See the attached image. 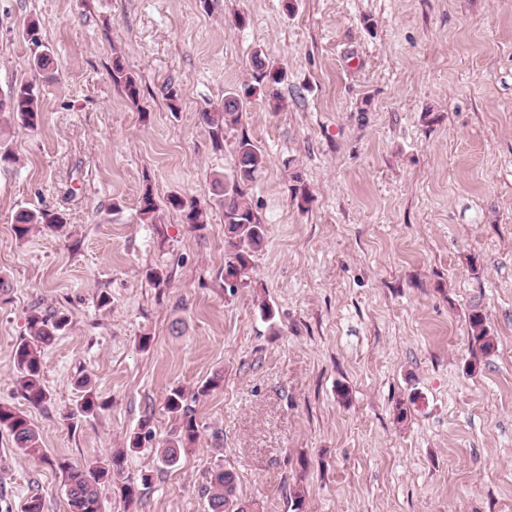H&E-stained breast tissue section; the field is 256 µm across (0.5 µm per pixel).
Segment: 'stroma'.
I'll return each mask as SVG.
<instances>
[{
	"instance_id": "35a3bbf8",
	"label": "stroma",
	"mask_w": 512,
	"mask_h": 512,
	"mask_svg": "<svg viewBox=\"0 0 512 512\" xmlns=\"http://www.w3.org/2000/svg\"><path fill=\"white\" fill-rule=\"evenodd\" d=\"M34 20L56 72L38 130L5 134L0 402L27 411L44 455L0 431V512L35 490L67 512L59 460L107 459L145 419L154 437L126 471L152 481L130 504L101 487L102 512H207L218 461L258 512L297 497L302 512H512V0H0V98L34 77ZM257 49L287 78L280 110L246 108L267 153L248 188L267 235L254 287L228 288L213 183L243 131L214 140L202 113L223 109ZM117 57L138 103L112 81ZM147 181L153 224L137 211ZM175 194L209 207L204 230ZM23 209L63 223L18 239ZM476 306L487 358L469 345ZM35 307L69 317L44 352L40 408L13 362ZM217 370L223 387L193 405L196 442L161 465L168 391ZM84 379L104 408L66 424ZM468 339L472 349L489 357L495 351V342L486 323V317L479 307H474L468 319Z\"/></svg>"
}]
</instances>
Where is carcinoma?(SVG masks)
Instances as JSON below:
<instances>
[{"mask_svg":"<svg viewBox=\"0 0 512 512\" xmlns=\"http://www.w3.org/2000/svg\"><path fill=\"white\" fill-rule=\"evenodd\" d=\"M25 40L37 46L32 57L31 67L44 77L52 76L54 69L52 50L42 44L39 26L33 22L25 29ZM251 81L228 91L224 95V110L216 114L202 113L203 120L215 127H236L242 124L246 105L256 97L264 98L281 108L276 85L285 79V71L271 63L262 50H255L250 59ZM112 81L124 88L132 102H137L140 89L136 79L125 71L120 59L112 64ZM6 112L9 122L25 129L35 130L41 122V101L36 86L30 80L14 84L7 98H0V113ZM267 155L263 147L247 134L238 137L235 144V168L231 177L214 182L216 204L224 214V272L241 276L242 286H251L248 271L252 269L255 254L265 243L266 228L253 211L247 198V188L265 168ZM169 204L183 211L186 223L197 231L208 223V213L197 202L187 201L180 196L169 198ZM139 214L150 223L156 222L158 205L151 183L143 184L138 198ZM61 223L59 217L43 211L21 210L15 217V233L24 239L32 224L53 227ZM69 324L67 315L57 312L45 313L34 309L28 317V336L21 339L13 350L17 384L22 398L32 407L45 405L49 393L44 382V350L63 335ZM468 339L471 348L488 357L495 351V342L486 323V317L479 307H474L468 319ZM224 384V374L213 373L193 391L197 400L211 394ZM101 405L95 394L88 389L82 395L76 408L65 414V419L80 415H95ZM165 408L177 421L178 430L171 434L158 452V460L166 467H172L180 459L181 451L190 447L198 436V426L194 411L187 402L185 390L175 387L165 398ZM0 430H5L12 438L13 447L31 456L42 454V438L37 426L29 415L9 404L0 403ZM154 436L150 421L144 420L140 431L129 437V449L141 447L142 442ZM126 454L118 452L105 461L75 463L63 461L59 469L64 478V488L69 512H101L99 487L104 483H121L125 501L132 502L139 494V486L151 483L152 475L144 473L140 483L125 476ZM208 512H254L255 504L246 502L237 492V478L233 471L216 463L210 471V481L205 487Z\"/></svg>","mask_w":512,"mask_h":512,"instance_id":"obj_1","label":"carcinoma"}]
</instances>
